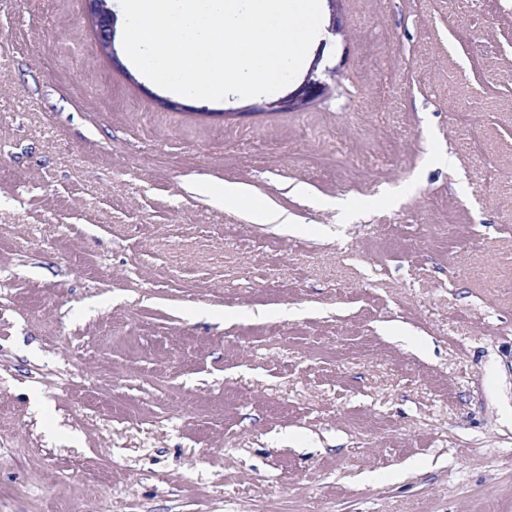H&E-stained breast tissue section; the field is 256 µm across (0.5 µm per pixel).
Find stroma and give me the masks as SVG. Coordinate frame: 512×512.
<instances>
[{
  "label": "stroma",
  "mask_w": 512,
  "mask_h": 512,
  "mask_svg": "<svg viewBox=\"0 0 512 512\" xmlns=\"http://www.w3.org/2000/svg\"><path fill=\"white\" fill-rule=\"evenodd\" d=\"M338 8L328 97L167 111L0 0V512H512V0Z\"/></svg>",
  "instance_id": "stroma-1"
}]
</instances>
